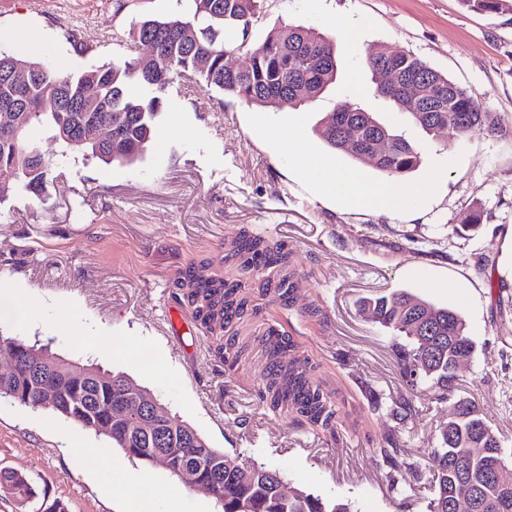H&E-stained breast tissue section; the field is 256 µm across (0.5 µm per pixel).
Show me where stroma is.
Listing matches in <instances>:
<instances>
[{
  "mask_svg": "<svg viewBox=\"0 0 512 512\" xmlns=\"http://www.w3.org/2000/svg\"><path fill=\"white\" fill-rule=\"evenodd\" d=\"M189 0H0V50L50 55L62 68L122 62L125 34L143 17L185 14ZM300 24L336 42V80L314 101L262 108L225 102L193 81L158 118L155 139L133 165L76 158L41 198L0 203V296L32 307L0 331L52 339V351L124 372L215 448L279 471L290 486L340 496L353 512H429L433 490H397L405 474L379 453L387 439L402 461L428 470L438 428L452 412L429 381L408 382L390 330L360 310L365 298L404 290L463 314L475 349L457 371L458 398L512 448V9L469 10L461 0H264L252 41ZM414 54L491 112L496 129L461 137L425 133L375 97L369 54ZM372 112L420 146L401 208L376 212L337 202L325 167L385 176L332 149L320 129L338 105ZM476 228H468L473 213ZM282 245L294 284L289 304L260 293L258 277L225 262L241 231ZM240 284L247 314L233 324V363L216 353L221 330L171 324L192 311L175 282ZM308 358L309 378L336 411V431L269 410L261 393L271 330ZM410 400L405 418L396 402ZM107 438L72 422L0 400V469L44 478L68 512H216L208 494L159 465L112 450L133 483L115 490L101 464Z\"/></svg>",
  "mask_w": 512,
  "mask_h": 512,
  "instance_id": "1",
  "label": "stroma"
}]
</instances>
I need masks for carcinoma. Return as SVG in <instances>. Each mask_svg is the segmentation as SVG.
<instances>
[{"mask_svg": "<svg viewBox=\"0 0 512 512\" xmlns=\"http://www.w3.org/2000/svg\"><path fill=\"white\" fill-rule=\"evenodd\" d=\"M190 12L164 20L144 18L128 32L130 45L144 38L157 45V54L145 61L136 57L123 63H106L88 70L62 73L48 66L42 72L35 66L39 58L0 52V73L19 69L28 71L18 85L0 83V101L17 105V126L0 125V172L12 180L0 182V202L13 193L41 198L53 181V171L64 167L68 155L81 153L107 164L131 165L139 161L151 141L156 119L164 106L173 103V93H181V79L190 74L207 87L245 104L275 107L285 95L308 102L336 80V44L323 33L303 26H282L254 43L250 39L253 18L263 0H190ZM472 10L497 13L504 0H462ZM192 37L184 39L187 30ZM243 53L248 64L232 69L224 56ZM372 73L374 94L428 133H437L448 123L467 137L476 132L495 131L491 113L481 108L459 85L449 80L422 59L407 53L379 49L367 60ZM398 76L400 84L391 87L380 81L387 72ZM47 99H59L62 108L47 110ZM96 120L112 126L108 143L87 139L82 126ZM33 125L43 127L63 151L55 163L45 160L39 147L28 137ZM326 143L343 151L357 140L359 149L352 157L370 162L387 178L396 182L419 167L420 149L404 137L379 123L369 112L352 106L337 108L333 122L322 131ZM386 143L377 158L368 157L374 138ZM288 254L270 245L260 236L243 233L225 256L238 269L259 272L267 267L286 265ZM175 287L201 324L213 329L241 318L246 301L237 297L238 285L220 279L200 280L190 268L182 272ZM258 288L272 292L283 301L291 298L294 285L290 276L261 280ZM371 321L398 331L408 339L397 344L402 360L418 368L432 382L436 399L449 400L457 389L454 363L459 355L473 353L474 342L466 334L461 312L436 307L408 292L394 290L364 303ZM271 380L262 394L269 408L292 413L298 421L331 434L336 429V412L321 388L307 377L308 360H290L283 365L278 355L285 342L268 339ZM48 345L30 343L20 336L0 333V355L13 362L10 372L0 374V399H8L34 410L62 416L84 430L106 437L120 447L116 436L132 427L115 420L117 382L136 383L125 373H114L94 363L81 364L61 356L49 361L44 357ZM45 375L55 381V403L36 400L37 378ZM169 436L160 440L146 434L132 435L125 454L149 462L156 450L165 452L175 467L192 455L201 463L200 478L208 481L214 468H224V481L216 498L222 512H352L351 505L338 497H323L294 489L284 496L279 472L254 465V476L243 480L237 475L242 462L208 442L187 422L169 415ZM439 447L431 451V483L434 498L430 512H451L448 504L455 495L473 484L480 486L475 512H512V486L504 488L493 477L505 464L502 440L486 424L471 402L459 399L453 416L439 428ZM479 448L475 454L472 449ZM381 456L396 470L401 449L395 441L379 449ZM12 487L15 499L47 496L37 490L35 481L20 471L0 470V487Z\"/></svg>", "mask_w": 512, "mask_h": 512, "instance_id": "1", "label": "carcinoma"}]
</instances>
